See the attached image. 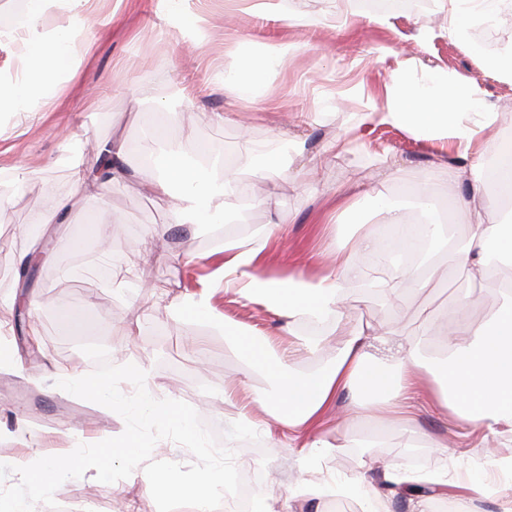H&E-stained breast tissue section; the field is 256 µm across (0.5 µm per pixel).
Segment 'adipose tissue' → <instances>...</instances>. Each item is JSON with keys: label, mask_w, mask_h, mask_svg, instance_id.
<instances>
[{"label": "adipose tissue", "mask_w": 512, "mask_h": 512, "mask_svg": "<svg viewBox=\"0 0 512 512\" xmlns=\"http://www.w3.org/2000/svg\"><path fill=\"white\" fill-rule=\"evenodd\" d=\"M56 4L80 9L81 23L90 24L91 0H26L20 11L0 7V37H21L25 47L18 75L0 78V112L24 121L64 93L65 77L73 69L77 48L70 30L49 33L41 25L44 11ZM271 65L267 57H244L238 74L225 78L219 87L225 95L245 101L250 109H261L266 102L264 76ZM469 98L466 85L450 87L438 78L428 90L397 81L391 86L380 119L441 140L455 138L469 143L481 138L479 149L458 152L448 169L449 182L464 183L469 188L467 196L449 199V213L463 212L475 220L457 265L467 279L480 283L491 274L487 262L490 251L512 257V225L484 220L492 197H512V158H502V142L490 132L492 113H484L482 122L473 127L469 113L459 111V104ZM489 155L501 159L493 183L485 176V158ZM164 156L166 167L157 185L162 189L172 184L180 186L173 203L179 223H223L241 192L238 179L230 174L226 163L212 161L207 172L188 167L180 144L170 141L164 144ZM370 194L379 203L384 228H368L337 240L321 275L309 279L299 273L277 279L259 273L260 250L279 233V225L274 222L254 247L225 244V290L261 300L292 323L327 315L344 321L348 314L343 296L351 284L396 302L400 297L396 283L374 277L370 262L382 259L387 241L410 250L420 239H441L442 227L418 223L410 210L390 201L385 184L374 185ZM501 296L503 304L498 312L480 325L464 327L449 322L448 354L433 364L422 361L417 340L359 325L343 333L325 368L300 375L293 370L296 359L314 354L327 343V336L299 338L276 348L238 328L225 327V335L247 355L246 371L266 368L274 381V393L256 397V404L267 409L265 418L256 421L251 420L247 407L235 404L238 392L247 385L246 379L225 385L224 403L236 406L239 417L251 421L253 428L267 437L287 431L313 433L312 441L295 450L303 471L316 468L320 457L330 449L331 443L320 427L336 398L345 392L357 396L355 414L372 412L407 423L411 420L409 402L424 382L438 406L464 423L469 434L512 438V285L502 289ZM373 346L385 350L386 358H374L369 352ZM465 487L471 499L493 496L500 501L503 512H512V458H489L483 478L467 481Z\"/></svg>", "instance_id": "1"}]
</instances>
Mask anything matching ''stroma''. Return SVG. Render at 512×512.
Segmentation results:
<instances>
[{
    "label": "stroma",
    "mask_w": 512,
    "mask_h": 512,
    "mask_svg": "<svg viewBox=\"0 0 512 512\" xmlns=\"http://www.w3.org/2000/svg\"><path fill=\"white\" fill-rule=\"evenodd\" d=\"M92 8L95 27L72 29L89 49L65 92L32 120L0 118V245L43 257L29 287L19 285L17 265L0 272V326L17 351L16 367L0 369V463L22 466L37 455H63L77 444L122 434L120 415L56 386L65 375H86L93 361L81 347L90 343L103 345L111 364L144 370L156 398L186 402L206 428L222 427L220 443L236 449L254 498H289L291 512H322L323 501L299 485L324 476L341 482L365 472L376 484L391 464L418 471L444 464L449 472L476 477L487 457H512L502 439L464 435L425 389L407 425L372 414L346 416L351 399L341 395L325 425L333 449L319 469L304 474L293 449L276 447L262 434L238 446L240 428L225 424L230 409L222 397L225 382L241 377L243 361L225 344V326L264 338L288 329L300 337L304 329L262 302L210 287L224 246L204 244L201 225L176 224L169 195L150 185L162 163L143 148L147 130L160 128L182 144L186 161H199L201 146L220 150L245 187L239 209L250 230L233 235V242L251 243L277 215L294 214V223L265 247L260 270L276 278L317 276L337 237L359 232L353 212L363 214V224L380 223L369 194L373 182L386 180L390 198L410 206L413 189L423 184L433 204L444 206L448 197L455 141L365 119L383 111L393 80L427 86L443 75L464 84L480 111L493 113L494 133L512 134V76L485 65L512 48V19H480L459 35L448 28L449 0L390 11L385 26L358 0H280L279 10L264 14L250 0H183V15L196 21L186 29L163 15L158 0H93ZM335 14L339 22L324 24ZM299 16L305 24H296ZM250 53L275 61L260 111L224 96L209 70L216 64L233 76ZM217 112L227 113L224 125L214 123ZM115 135L127 144L129 179L109 183L102 197L78 192L76 172L92 170L98 145ZM272 155L292 171L301 156H321L316 188L293 174L263 179ZM56 199L71 205L62 223H45L47 203ZM147 229L154 233L150 254L141 243ZM470 229L467 219L451 216L452 246L431 256L441 276L421 285L398 281V305L348 288L350 319L331 325L332 343L347 326L376 329L393 322L436 356L445 349L448 307L459 297L471 302L466 322L477 325L494 315L502 302L494 283L471 284L457 267ZM102 242L117 266L98 279L79 277ZM179 297L204 300L206 313L175 315L171 302ZM32 322L39 328L35 337L28 334ZM118 322L136 326L133 342L113 335ZM332 343L301 358L297 371L325 366ZM412 430L442 442V449L405 447ZM54 499L60 512H157L142 472L106 484L90 469L63 482Z\"/></svg>",
    "instance_id": "obj_1"
}]
</instances>
